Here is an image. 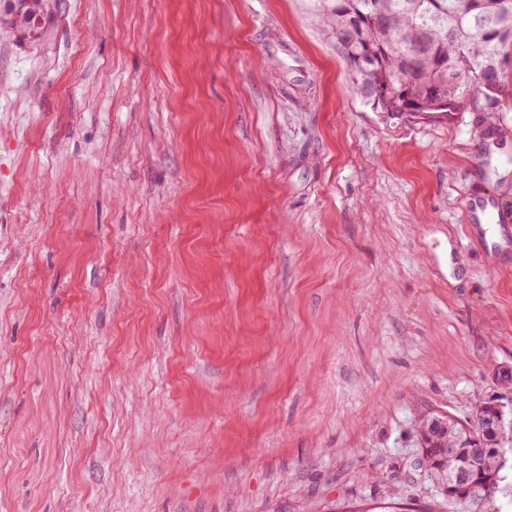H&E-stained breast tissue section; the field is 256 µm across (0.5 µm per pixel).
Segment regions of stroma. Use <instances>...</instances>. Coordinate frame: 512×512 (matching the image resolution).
I'll return each mask as SVG.
<instances>
[{
	"label": "stroma",
	"instance_id": "1",
	"mask_svg": "<svg viewBox=\"0 0 512 512\" xmlns=\"http://www.w3.org/2000/svg\"><path fill=\"white\" fill-rule=\"evenodd\" d=\"M0 27V512L435 507L416 426L512 410V97L392 119L319 0Z\"/></svg>",
	"mask_w": 512,
	"mask_h": 512
}]
</instances>
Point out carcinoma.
Wrapping results in <instances>:
<instances>
[{
  "instance_id": "carcinoma-1",
  "label": "carcinoma",
  "mask_w": 512,
  "mask_h": 512,
  "mask_svg": "<svg viewBox=\"0 0 512 512\" xmlns=\"http://www.w3.org/2000/svg\"><path fill=\"white\" fill-rule=\"evenodd\" d=\"M512 12V0H327L323 16L350 66L355 93L367 106L368 94L382 96L386 112L399 116L423 100L426 88L439 85L453 96L455 110L462 111L479 94L489 102L505 91L502 75L504 49L512 46V30L497 34L484 26L504 11ZM46 15L43 0H26L16 13L14 28L40 37ZM488 409L479 408L464 424L447 417L446 428L431 426L418 433L422 457L441 465L431 468L443 485L456 478L461 461L442 459L439 442L466 429L482 437ZM505 476L474 497L465 487L448 494V506L457 512H483Z\"/></svg>"
}]
</instances>
